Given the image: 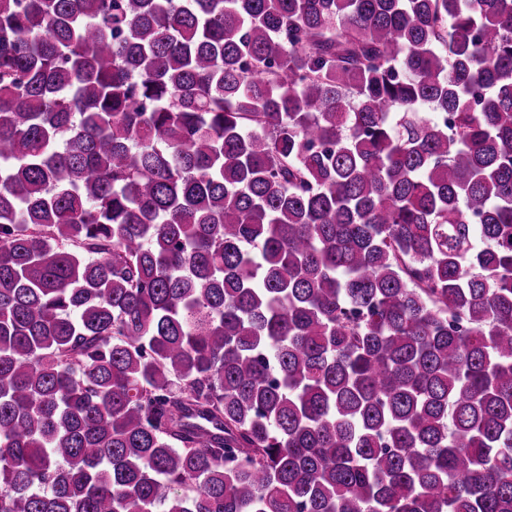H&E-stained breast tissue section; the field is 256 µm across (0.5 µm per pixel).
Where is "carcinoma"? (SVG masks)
Returning <instances> with one entry per match:
<instances>
[{
    "label": "carcinoma",
    "instance_id": "1",
    "mask_svg": "<svg viewBox=\"0 0 512 512\" xmlns=\"http://www.w3.org/2000/svg\"><path fill=\"white\" fill-rule=\"evenodd\" d=\"M0 512H512V0H0Z\"/></svg>",
    "mask_w": 512,
    "mask_h": 512
}]
</instances>
